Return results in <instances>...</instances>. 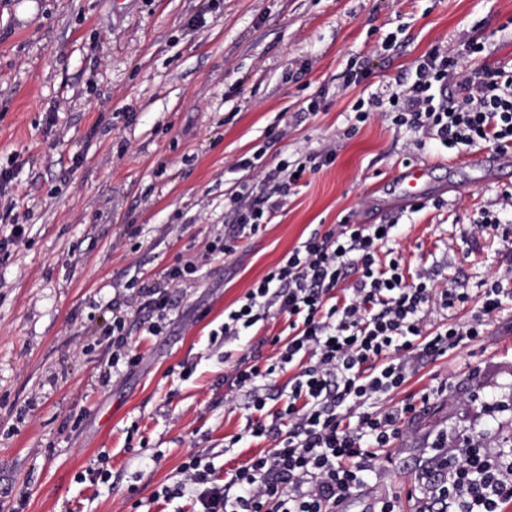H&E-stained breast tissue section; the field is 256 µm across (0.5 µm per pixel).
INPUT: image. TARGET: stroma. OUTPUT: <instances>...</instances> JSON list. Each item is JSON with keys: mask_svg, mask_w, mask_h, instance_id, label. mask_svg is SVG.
Returning <instances> with one entry per match:
<instances>
[{"mask_svg": "<svg viewBox=\"0 0 512 512\" xmlns=\"http://www.w3.org/2000/svg\"><path fill=\"white\" fill-rule=\"evenodd\" d=\"M470 39L486 49L465 57L463 73L512 60V0H0V169L11 171L0 225L29 228L0 252V512L21 494L25 512H136V501L137 512H187L186 499L155 494L181 480L191 454L224 471L271 450L273 440L244 436L247 396L225 384L224 356L276 362L273 339L288 323L273 315L230 342L212 332L314 230L347 217L395 225L406 274L427 269L436 289L470 296L433 309L430 332L467 322L490 280L512 286V224L476 226L503 211L512 178L476 166L479 149H421L381 114L358 125L351 112L433 46L462 53ZM353 63L370 75L348 88ZM317 96L318 114L303 113ZM282 115L288 135L271 139ZM331 142L335 163L307 174L233 253L187 276L166 335H148L134 287L169 288L171 267L223 236L239 182L273 190L238 161L262 147L271 169ZM409 164L428 168L417 212L395 176ZM116 314L139 363L104 385ZM489 399L501 403L493 418ZM379 406L413 412L379 449V478L342 510L393 496L399 512H419L438 434L512 443V307ZM98 467L108 482L86 480Z\"/></svg>", "mask_w": 512, "mask_h": 512, "instance_id": "35a3bbf8", "label": "stroma"}]
</instances>
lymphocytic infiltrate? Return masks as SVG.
Masks as SVG:
<instances>
[{"instance_id": "f902f5d3", "label": "lymphocytic infiltrate", "mask_w": 512, "mask_h": 512, "mask_svg": "<svg viewBox=\"0 0 512 512\" xmlns=\"http://www.w3.org/2000/svg\"><path fill=\"white\" fill-rule=\"evenodd\" d=\"M392 97L386 111L379 96L356 100L351 107L355 122L379 111L395 130L413 134L421 147L436 141L450 149L512 150V66L489 64L465 76L458 57L436 46ZM335 159V148L328 146L303 162L280 160L275 172L284 181L263 197L241 184L231 197L234 220L228 232L192 264V272L207 266L213 255L231 254L239 240L283 211L300 176ZM393 233L390 224L348 219L326 232H312L225 315L220 333L228 339L273 313L288 320L277 363L245 357L229 376L233 387L249 391L246 433L274 435L276 444L222 475L204 455H191L183 479L162 487L161 497L187 498L190 512H336L368 484L377 471L378 451L390 447L401 418L396 411L372 410L373 401L401 387L414 364L483 335L493 317L512 303V289L495 281L484 289L479 311L466 324L425 332L429 308L447 311L469 297L455 288H433L423 270L407 277L399 258L382 261L380 253ZM136 298L152 317L148 333L160 335L177 306V292L142 287ZM303 358L310 366L290 379L279 408L266 414L261 382ZM428 470L444 479L432 487L422 512H503L512 502V448L462 438L433 456Z\"/></svg>"}]
</instances>
